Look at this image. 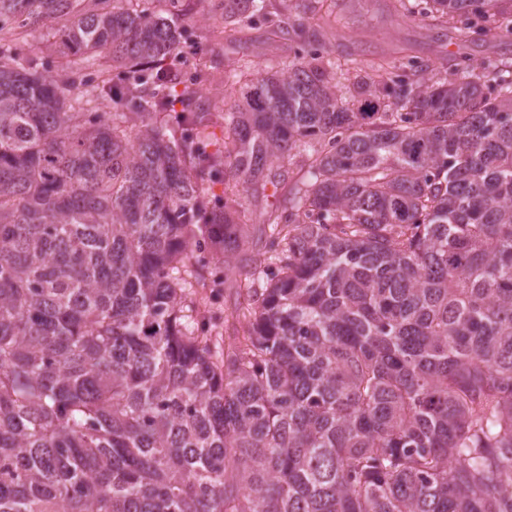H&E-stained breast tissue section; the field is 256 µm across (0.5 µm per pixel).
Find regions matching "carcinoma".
I'll list each match as a JSON object with an SVG mask.
<instances>
[{
  "mask_svg": "<svg viewBox=\"0 0 512 512\" xmlns=\"http://www.w3.org/2000/svg\"><path fill=\"white\" fill-rule=\"evenodd\" d=\"M82 2L0 0L118 78L78 94L0 43V512H512V71L369 73L325 57L323 0H224L225 38L299 53L214 147L175 24ZM424 3L395 8L450 45L512 36V0ZM221 171L282 194L225 345L186 313L207 250L244 261Z\"/></svg>",
  "mask_w": 512,
  "mask_h": 512,
  "instance_id": "cac0c4a2",
  "label": "carcinoma"
}]
</instances>
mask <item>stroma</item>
<instances>
[{
    "label": "stroma",
    "instance_id": "stroma-1",
    "mask_svg": "<svg viewBox=\"0 0 512 512\" xmlns=\"http://www.w3.org/2000/svg\"><path fill=\"white\" fill-rule=\"evenodd\" d=\"M343 20L338 29L328 31L326 41L342 51H358L377 61L401 62L411 58L429 62L431 75L443 77L442 62L448 55V43L441 37L430 20L406 21L396 14L395 0H339ZM179 13L184 14L178 68L184 80L203 75L204 81L197 90L209 106L214 123L209 138L214 142L224 139V112L237 100V93L227 90L224 74L235 68L240 57L234 43L224 37V0H177ZM52 25L35 28H6L0 37L13 45L36 69L58 66L63 58L52 48ZM206 191L211 198L236 199L241 217L248 226L243 257L249 258L261 252L266 240L263 214L276 205L275 197H263L244 191L242 187L216 178L207 183ZM252 269L239 265L234 274L223 275L218 265H209L205 276H225L220 287L207 291L208 305L212 311L232 309L240 288L251 279Z\"/></svg>",
    "mask_w": 512,
    "mask_h": 512
}]
</instances>
